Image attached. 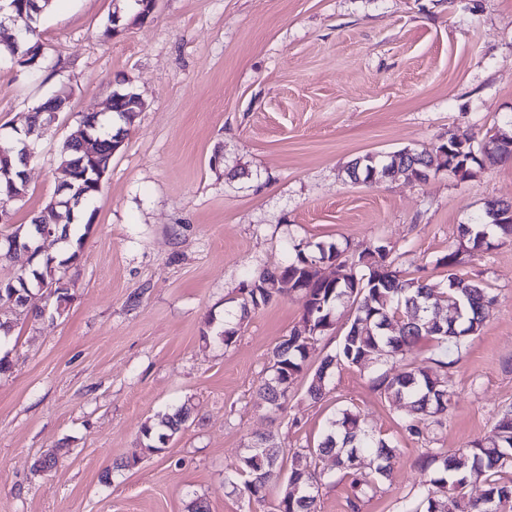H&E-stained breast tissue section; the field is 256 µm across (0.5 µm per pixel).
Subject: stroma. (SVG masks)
Instances as JSON below:
<instances>
[{"label": "stroma", "instance_id": "obj_1", "mask_svg": "<svg viewBox=\"0 0 512 512\" xmlns=\"http://www.w3.org/2000/svg\"><path fill=\"white\" fill-rule=\"evenodd\" d=\"M130 5L65 0L42 17L37 75L0 61L4 130L26 128L50 93L69 95L34 132L27 192L8 205L16 225L54 197L82 114L108 112L122 87L144 102L88 205L94 224L59 315L0 304L13 327L0 346L12 362L0 374V512H188L198 497L210 512H275L282 479L260 504L226 481L269 434L330 473L318 512H349L347 481L315 454L346 406L400 448L360 512H398L425 449L462 447L512 406V240L461 256L458 274L496 302L454 368L446 425L422 443L355 366L335 369L320 402L303 375L269 408L259 388L301 320L297 297L251 311L231 345L220 333L245 271L281 268L299 247L335 243L353 261L381 242L410 276L445 287L437 259L487 201H512V161L424 181L364 183L348 168L434 151L452 133L480 141L512 120V0H156L143 23ZM182 404L186 427L146 452L141 426ZM48 454L56 466L35 472Z\"/></svg>", "mask_w": 512, "mask_h": 512}]
</instances>
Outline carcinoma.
<instances>
[{
	"label": "carcinoma",
	"instance_id": "obj_1",
	"mask_svg": "<svg viewBox=\"0 0 512 512\" xmlns=\"http://www.w3.org/2000/svg\"><path fill=\"white\" fill-rule=\"evenodd\" d=\"M15 4L10 10L16 25L25 37L17 43L0 42V59L17 63L32 73L40 70L36 60L43 44L36 39L38 24L46 12V0H9ZM61 103L49 97L35 108L29 127H43L47 112L57 110ZM85 124L100 140L98 161L93 165H76L82 157L80 145L64 146L59 169L75 170L79 180L75 189L84 193L88 203L100 190L101 163L111 161L110 134L98 131L97 114L85 116ZM499 137L492 156L499 160L512 159V120L497 129ZM443 153L444 164L452 172L465 178L481 164L482 148L472 139L456 134L436 146ZM431 159L427 151L404 148L381 155L376 159L364 155L351 166L354 180L373 182L403 176L425 180L430 172ZM27 182L15 180L9 185L0 183V208L25 195ZM58 200L50 201L31 218V223L20 224L8 234H0V261L12 257L10 243L30 241L34 225L51 226L73 245L66 258H45L24 275L0 280V301L12 303L43 316L39 292L45 285H54L56 301L67 299L65 271L79 262L82 241L93 224V216L76 210V223L58 224ZM497 238L512 239V222L490 224H463L459 228V245L448 248V253L436 261L447 269L446 288L441 291L419 278L404 274L394 260L392 249L378 243L362 253L355 262L342 258L344 251L337 245H319L310 253L294 248L295 257L278 269L250 273L248 287L240 289L235 303L244 320L253 309L272 301V295L295 294L302 301V321H312L310 335L298 334L293 327L289 336L271 352L278 364L277 373L261 385L266 402L279 409L288 397V389L307 367V361L316 345L337 326L341 315L350 314L345 334L336 348L322 358L311 375L306 388L307 398L318 403L324 399L329 376L342 365L372 369L370 379L373 391L389 403L404 404L402 427L416 441H422L433 427H441L448 419L454 390L448 369L452 368L467 348L469 337L477 334L495 301L490 288L483 282L464 278L455 272L464 251L471 253L489 249ZM336 263V282H325L318 265ZM422 338L436 344L438 357L433 367L404 365L395 373L383 368L377 350L387 356L402 358ZM189 419V409L182 405L161 415L153 424L141 429L144 448L159 452L180 432ZM317 456L331 455L336 460V471L349 483L347 498L350 512H359L362 499L376 490L379 481L390 476L398 448L389 440L363 428L358 414L349 407H341L328 421L323 438L315 448ZM300 452L293 453L288 480L276 505V512H318L317 498L327 474L321 470H307L300 465ZM283 449L273 436L260 438L237 471L233 487L248 501L265 500L268 483L280 475ZM421 469L425 479L402 501L400 512H512V409L504 410L489 432L462 448H428L423 453ZM472 482L484 486L481 496L474 498L467 492Z\"/></svg>",
	"mask_w": 512,
	"mask_h": 512
}]
</instances>
